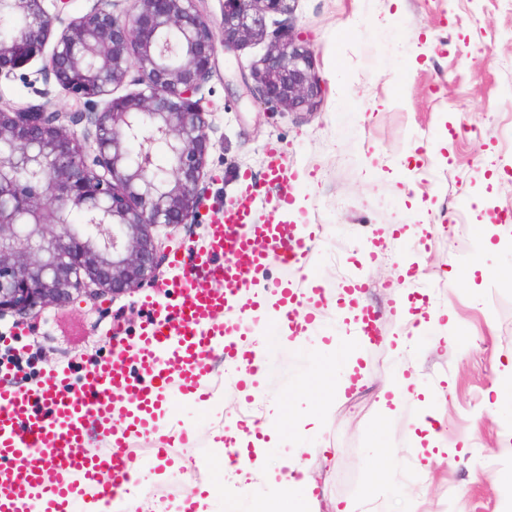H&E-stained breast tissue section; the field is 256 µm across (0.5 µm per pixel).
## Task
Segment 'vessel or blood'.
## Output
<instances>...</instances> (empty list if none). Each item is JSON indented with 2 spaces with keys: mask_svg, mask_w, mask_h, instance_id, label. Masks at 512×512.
<instances>
[{
  "mask_svg": "<svg viewBox=\"0 0 512 512\" xmlns=\"http://www.w3.org/2000/svg\"><path fill=\"white\" fill-rule=\"evenodd\" d=\"M254 199L242 192L210 226L208 248L178 288L167 320L148 324L133 361L141 374L106 359L82 375L45 373L38 389L0 372V512H77L88 494L121 498L131 479L125 450L132 435L161 428V409L176 398L205 404L201 386L213 356L252 370V360L226 320L236 302L258 310L248 292L269 255L308 266L314 232L284 221L251 220ZM223 337L215 345V337ZM109 450L90 453L91 439ZM111 470V484L99 476Z\"/></svg>",
  "mask_w": 512,
  "mask_h": 512,
  "instance_id": "1",
  "label": "vessel or blood"
}]
</instances>
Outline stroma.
I'll list each match as a JSON object with an SVG mask.
<instances>
[{
    "mask_svg": "<svg viewBox=\"0 0 512 512\" xmlns=\"http://www.w3.org/2000/svg\"><path fill=\"white\" fill-rule=\"evenodd\" d=\"M266 35L234 53L217 52L203 86L210 149L200 223L161 224L157 280L134 293L81 298L25 318L0 319V364L32 358L36 374L85 371L103 358L122 360L147 323L161 318L182 281L181 252L193 264L212 219L254 194L252 219L277 215L266 182L283 166L301 206L290 223L317 227L308 269L269 259L251 296L269 301L289 286L321 300L298 343L284 341L265 317L241 320L242 335L265 338L261 372L246 389L235 366L214 369L204 389L210 409L184 402L162 421L164 433L191 429L172 461L157 459L158 435L132 437L146 483L162 496L134 512H172L181 499L213 488L209 512H267L277 487L267 474L297 456L316 489L314 512L340 503L363 512H512V0H297L292 15H269ZM310 45L322 95L315 112L267 108L241 73L259 64L285 32ZM36 59L0 78V105L72 101ZM377 316L371 343L348 340L335 307L350 286ZM415 327L413 349L393 355V340ZM364 383L325 402L349 350ZM422 392L392 422L379 415V390L400 364ZM262 399V447L223 470L204 468L219 435L232 431L245 396ZM439 456L423 465L414 434L425 404ZM391 462L372 496L364 490L378 454ZM199 467L189 480L177 467ZM244 477L248 495L230 510L218 487Z\"/></svg>",
    "mask_w": 512,
    "mask_h": 512,
    "instance_id": "stroma-1",
    "label": "stroma"
}]
</instances>
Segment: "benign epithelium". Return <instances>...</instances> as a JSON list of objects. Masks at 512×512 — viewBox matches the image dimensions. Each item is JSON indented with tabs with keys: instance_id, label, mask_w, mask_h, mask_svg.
Segmentation results:
<instances>
[{
	"instance_id": "obj_1",
	"label": "benign epithelium",
	"mask_w": 512,
	"mask_h": 512,
	"mask_svg": "<svg viewBox=\"0 0 512 512\" xmlns=\"http://www.w3.org/2000/svg\"><path fill=\"white\" fill-rule=\"evenodd\" d=\"M5 2L30 23L17 26L0 51V76L41 58L75 112L47 103L0 106V205L5 199L34 205L31 224L0 216V318L80 297L130 294L157 271L154 226L200 217L210 142L197 95L213 73L212 25L197 0H130L123 14L98 0L62 28L48 53L59 15L49 14L44 0ZM295 2L224 0V48L263 38L266 16L289 15ZM133 68L141 89L113 96ZM251 77L259 100L317 110L313 52L291 34L270 45ZM76 114L93 128L90 152L67 127ZM71 210L84 211L87 223H67ZM89 281L96 289L87 288Z\"/></svg>"
}]
</instances>
